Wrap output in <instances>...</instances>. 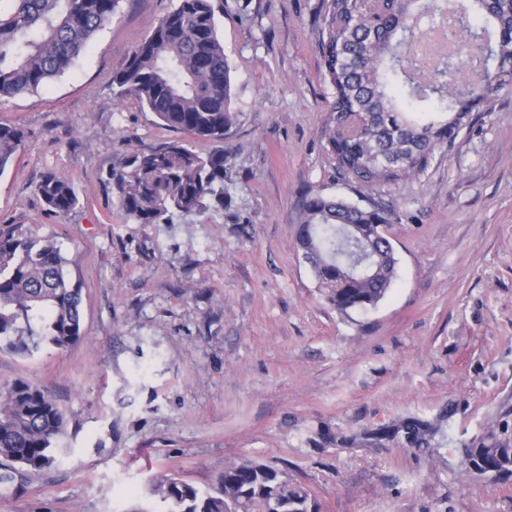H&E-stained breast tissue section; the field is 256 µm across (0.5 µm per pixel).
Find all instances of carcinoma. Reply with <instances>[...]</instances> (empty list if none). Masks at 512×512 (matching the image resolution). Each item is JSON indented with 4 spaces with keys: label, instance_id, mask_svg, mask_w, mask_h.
<instances>
[{
    "label": "carcinoma",
    "instance_id": "carcinoma-1",
    "mask_svg": "<svg viewBox=\"0 0 512 512\" xmlns=\"http://www.w3.org/2000/svg\"><path fill=\"white\" fill-rule=\"evenodd\" d=\"M0 10V99L33 92L68 70L110 21L120 0H11ZM328 0L320 49L333 88L325 131L336 170L365 186H392L424 172L437 151L469 127L471 102L512 83V0ZM216 0H177L114 71L117 97H137L163 125L200 140H221L233 123L230 67L218 37ZM432 105L435 116L413 111ZM23 132L0 125V174ZM115 187L139 224L224 208V153L202 155L176 139L126 159ZM36 192L53 213L78 203L68 179L48 172ZM384 207L308 194L300 202L298 243L315 277L344 315L376 307L396 276L386 231L365 248L349 224H390ZM71 260L52 238L0 225V351L25 356L64 349L83 337L81 289ZM65 414L48 390L23 379L0 385V495L53 467L66 454ZM466 470L512 478V440L492 437L465 449ZM165 512H318L310 491L276 467L244 461L224 467L203 492L174 478L151 488Z\"/></svg>",
    "mask_w": 512,
    "mask_h": 512
}]
</instances>
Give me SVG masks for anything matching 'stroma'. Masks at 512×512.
<instances>
[{
    "label": "stroma",
    "mask_w": 512,
    "mask_h": 512,
    "mask_svg": "<svg viewBox=\"0 0 512 512\" xmlns=\"http://www.w3.org/2000/svg\"><path fill=\"white\" fill-rule=\"evenodd\" d=\"M222 2L237 118L194 146L227 158L223 209L138 224L112 181L131 151L178 137L112 90L177 0H120L67 73L0 100V124L24 133L0 174V224L62 246L84 332L65 349L0 351V384L47 389L69 449L0 512H161L156 481L207 490L244 459L306 485L320 512H512V479L464 465L512 427V85L424 173L365 189L326 151V0ZM47 172L73 184L72 211L37 194ZM308 193L393 211L397 276L371 311H336L299 251ZM409 420L434 435L410 444ZM385 429L395 437L374 439Z\"/></svg>",
    "instance_id": "35a3bbf8"
}]
</instances>
